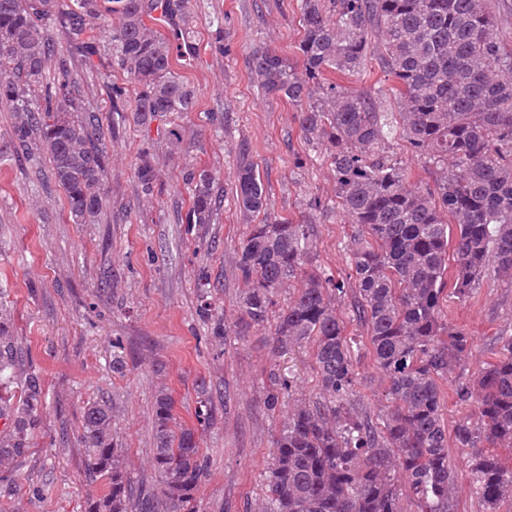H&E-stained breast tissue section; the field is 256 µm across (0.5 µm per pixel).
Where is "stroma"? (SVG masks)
Listing matches in <instances>:
<instances>
[{"label":"stroma","instance_id":"35a3bbf8","mask_svg":"<svg viewBox=\"0 0 512 512\" xmlns=\"http://www.w3.org/2000/svg\"><path fill=\"white\" fill-rule=\"evenodd\" d=\"M300 0H185V22L166 38L191 44L173 69L199 92L190 112L137 122L135 94L112 55L110 16L94 28L98 52L74 56L72 78L80 110L96 112L116 128L105 141V197L94 224H76L65 195L46 181L44 154L26 158L15 148V116L0 105V307L6 308L21 372L36 377L45 406L25 459L0 466V512H85L104 482L84 475L82 432L87 402L112 408V437L122 448L123 470L134 485L157 487L152 466L154 403L173 399L179 423L199 428L196 409L209 397L212 421L199 428L208 465L195 493L197 512H266L265 478L272 439L282 424L263 406L270 373L292 377L294 399L318 394L311 348L275 355L263 331L238 340L215 338L199 314L201 279H208L225 324L240 317L246 288L238 275V248L249 220L237 207L233 176L253 165L265 188L269 214L305 220L313 229L317 269L349 271L351 227L336 199L329 161L302 137L299 114L281 97L267 96L250 70L256 48H272L297 61L302 36ZM380 46L371 42L365 65L346 87L398 109L385 81ZM125 91L124 109H112V90ZM183 142L173 147L169 128ZM148 151L155 169L144 193L134 164ZM386 150L414 185L433 184L439 164L416 154L399 137ZM208 170L220 200L209 224H190L187 175ZM317 208H310V200ZM448 324L463 328L470 350L460 374L469 380L495 359L512 336V281L488 276L468 301L449 299ZM120 342L123 371L112 368ZM455 480L449 512H480L462 449L449 448ZM38 486L40 495L28 492Z\"/></svg>","mask_w":512,"mask_h":512}]
</instances>
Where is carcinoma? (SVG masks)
Here are the masks:
<instances>
[{
  "instance_id": "carcinoma-1",
  "label": "carcinoma",
  "mask_w": 512,
  "mask_h": 512,
  "mask_svg": "<svg viewBox=\"0 0 512 512\" xmlns=\"http://www.w3.org/2000/svg\"><path fill=\"white\" fill-rule=\"evenodd\" d=\"M300 0V63L278 52L251 53L254 81L266 95L283 97L299 112L306 141L324 147L336 179V197L352 232L350 269L335 277L308 269L312 227L266 214L265 194L253 167L235 175L236 204L261 214L239 250L237 269L249 285L240 299L243 336L270 333L274 352L311 347L319 399L289 410L273 440L266 512H448L453 467L443 392L470 349L467 333L445 322L448 296L472 297L490 272L512 275V42L498 27L501 0ZM158 0H0V103L22 113L16 151L39 142L48 172L65 193L76 224H93L102 206L104 126L95 114L75 113L71 55L56 49L49 25L61 20L73 52L90 57L95 41L87 21L110 14L112 51L127 72L141 121L166 112H191L194 87L172 67L173 43L145 23ZM377 38L384 76L397 80L399 111L339 80L360 73L371 38ZM55 64L57 82L44 104L29 93ZM415 153L449 164L434 188L410 184L408 172L385 151L392 130ZM136 177L152 191L149 153ZM188 224H209L216 210L214 177L190 175ZM296 283L284 305L278 296ZM351 297L353 317L366 340L348 333L330 297ZM201 300L213 335L229 328ZM0 307V391L21 385L17 403L0 395V465L26 455L40 421L43 392L33 376L16 372L14 337ZM370 359L388 381L393 408L372 420L363 411L357 364ZM263 405L272 415L288 405L291 384L270 373ZM472 407L453 426L455 446L467 450L482 512H501L512 501V467L488 452L512 448V337L472 384L456 391ZM172 398L155 404L152 464L159 490L143 496L120 464L112 438L110 404L88 403L80 443L85 477H102L109 490L88 501L86 512H196L194 494L206 477L196 431L177 422ZM397 467L406 492L391 480Z\"/></svg>"
}]
</instances>
